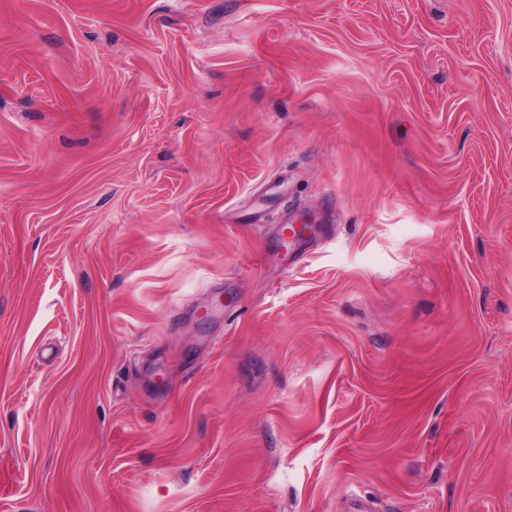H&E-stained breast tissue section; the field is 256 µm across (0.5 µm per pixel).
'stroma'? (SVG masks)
<instances>
[{
	"instance_id": "1",
	"label": "stroma",
	"mask_w": 512,
	"mask_h": 512,
	"mask_svg": "<svg viewBox=\"0 0 512 512\" xmlns=\"http://www.w3.org/2000/svg\"><path fill=\"white\" fill-rule=\"evenodd\" d=\"M354 495L512 512V0H0V512Z\"/></svg>"
}]
</instances>
